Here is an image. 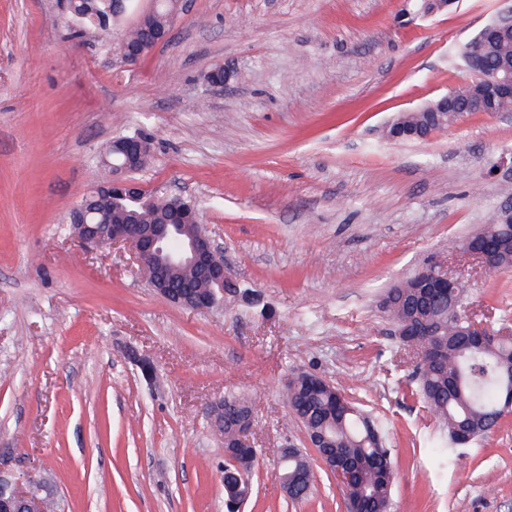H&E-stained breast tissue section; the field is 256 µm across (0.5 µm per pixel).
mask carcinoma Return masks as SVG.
Returning a JSON list of instances; mask_svg holds the SVG:
<instances>
[{
	"instance_id": "carcinoma-1",
	"label": "carcinoma",
	"mask_w": 512,
	"mask_h": 512,
	"mask_svg": "<svg viewBox=\"0 0 512 512\" xmlns=\"http://www.w3.org/2000/svg\"><path fill=\"white\" fill-rule=\"evenodd\" d=\"M173 0H168L155 11L140 18L127 35L129 45L140 48L155 41L168 29V16ZM70 29L76 38L93 32L108 36L112 27L125 14L116 6V0H69ZM491 65L505 57L512 58V43L489 45L485 51ZM168 199L140 200L136 203L121 200L113 206L99 204L95 198H84L79 207L90 212L93 223L158 224L167 209ZM481 233L500 241V248L492 268L512 266V224H502L499 216L483 226ZM394 322L409 317L426 323L431 332L412 337L418 353L425 355L419 366L418 394L448 431V444L458 446L454 429L466 425L474 430L473 438L489 434L503 416L504 401L512 384V339L496 340L482 349H467L461 344L462 330L469 326L451 314L448 303H433L419 314L400 304L390 311ZM312 373L293 372L286 386V402L290 412L302 423L307 434H318L327 439L336 451V462H349L358 470L340 482L348 493V512L368 509L370 512L391 502L393 482L386 474L393 471L391 453L385 448L381 427L354 403L350 409L334 413V395L326 389H312ZM231 417L224 420V428L217 434L229 438L235 425L237 410L250 406L234 397L224 399ZM254 448H230L224 458V506L228 512L241 506L251 495L248 472L256 461ZM281 477L296 485L293 499L306 498L313 484V474L307 458L295 450L288 465L281 467Z\"/></svg>"
}]
</instances>
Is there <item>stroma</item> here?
Returning a JSON list of instances; mask_svg holds the SVG:
<instances>
[{
    "label": "stroma",
    "mask_w": 512,
    "mask_h": 512,
    "mask_svg": "<svg viewBox=\"0 0 512 512\" xmlns=\"http://www.w3.org/2000/svg\"><path fill=\"white\" fill-rule=\"evenodd\" d=\"M168 41L132 64L73 38L63 0H0V474L52 487L58 512H224L210 409L248 399L257 451L243 512H347L313 460L291 501L279 451L306 448L285 403L292 371L334 384L380 422L391 512H512V413L450 449L413 393L415 350L381 306L405 276L459 277L469 315L512 330V267L459 242L512 200V114L476 112L429 139L382 127L460 86L457 53L500 0L403 14V0H181ZM229 73L205 84L213 65ZM139 133L147 192L199 210L250 291L210 311L174 305L124 247L71 232L105 180L103 149ZM155 367L146 381L138 365Z\"/></svg>",
    "instance_id": "35a3bbf8"
}]
</instances>
